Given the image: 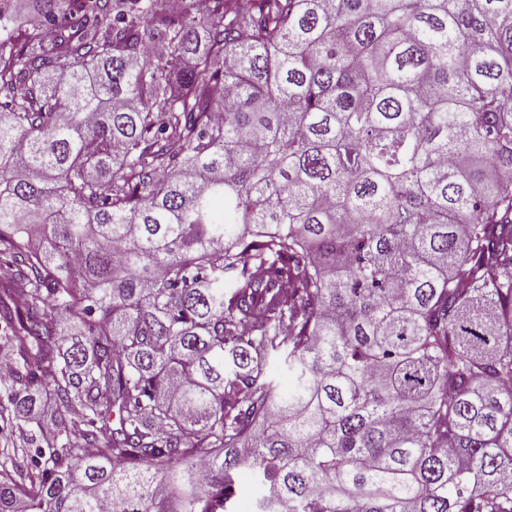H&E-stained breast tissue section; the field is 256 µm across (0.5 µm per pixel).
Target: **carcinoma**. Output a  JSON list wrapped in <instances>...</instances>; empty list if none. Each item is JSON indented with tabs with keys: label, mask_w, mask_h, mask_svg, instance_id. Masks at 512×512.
Returning a JSON list of instances; mask_svg holds the SVG:
<instances>
[{
	"label": "carcinoma",
	"mask_w": 512,
	"mask_h": 512,
	"mask_svg": "<svg viewBox=\"0 0 512 512\" xmlns=\"http://www.w3.org/2000/svg\"><path fill=\"white\" fill-rule=\"evenodd\" d=\"M193 3L0 0V512H512V0Z\"/></svg>",
	"instance_id": "obj_1"
}]
</instances>
